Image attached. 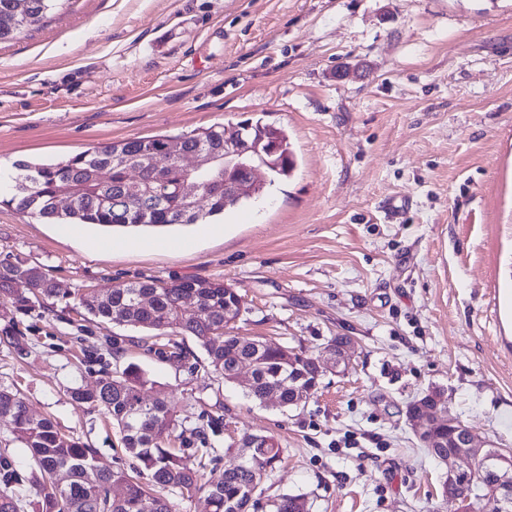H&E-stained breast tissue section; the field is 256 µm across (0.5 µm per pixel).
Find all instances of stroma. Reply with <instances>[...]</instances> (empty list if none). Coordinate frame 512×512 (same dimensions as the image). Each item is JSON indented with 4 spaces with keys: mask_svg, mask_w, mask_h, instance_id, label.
Segmentation results:
<instances>
[{
    "mask_svg": "<svg viewBox=\"0 0 512 512\" xmlns=\"http://www.w3.org/2000/svg\"><path fill=\"white\" fill-rule=\"evenodd\" d=\"M249 118L285 130L294 170L260 168V198L194 224H49L0 189V263L38 265L58 290L47 306L0 297V385L126 470L111 422L70 390L134 364L145 397L176 408L183 447L212 448L206 485L239 463L244 435L275 437L255 512L288 495L309 512H455L406 409L440 388L450 417L512 448V0H61L0 42L6 178ZM398 195L410 204L393 221ZM147 279L223 280L244 298L239 335L305 355L350 336L352 362L304 407L262 406L193 337L172 358L70 306ZM0 453L23 477L20 512H35L3 426Z\"/></svg>",
    "mask_w": 512,
    "mask_h": 512,
    "instance_id": "stroma-1",
    "label": "stroma"
}]
</instances>
